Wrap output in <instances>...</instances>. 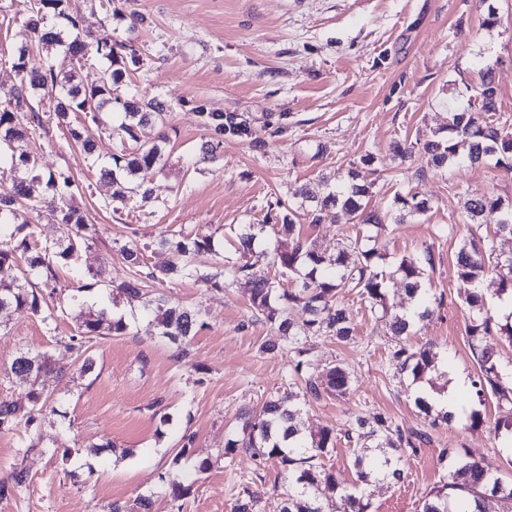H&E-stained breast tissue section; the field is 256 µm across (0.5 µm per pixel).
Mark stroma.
<instances>
[{"mask_svg":"<svg viewBox=\"0 0 512 512\" xmlns=\"http://www.w3.org/2000/svg\"><path fill=\"white\" fill-rule=\"evenodd\" d=\"M492 3L500 21L490 28L479 0H115L108 12L71 0L84 29L138 48V64L114 94L165 102L166 127L140 130L148 141L166 134L164 164L150 177V201L113 210L104 205L109 186L68 131L52 126L32 142L42 172L65 170L80 183L71 203L91 229L87 248L55 269L59 290L48 301L59 311L55 322L0 309V399L27 401L28 383L11 372L20 352L47 355L57 373L50 409L38 419L40 446L27 447L25 427L0 432V479L16 467L28 474L23 488L0 497V512H108L115 502L134 512L141 496L152 498L153 512H232L248 492L253 512H278L289 490L287 474L272 465L258 477L241 448L224 456L245 411L288 394L294 365L293 352L252 308L245 285L216 290L180 277L161 286L171 301L203 313L205 325L181 363L152 316L111 292L130 276L122 247L140 248L148 266L165 264L171 255L155 243L168 230L213 235L219 254L236 262V231L259 223L272 206L292 212L295 230L267 233L259 243L266 251L292 235L330 253L355 236L371 238L384 256L390 299L401 310L410 299L392 275L395 266L404 257L430 258L423 286L435 300L434 313L417 322L407 343L432 346L440 357L425 377L427 390L444 393L456 375H475L465 335L472 311L454 276V256L469 240L512 254V236L497 234L495 212L469 223L463 197L493 195L512 204V173L491 160L437 169L421 151L402 160L392 147L425 142L447 124L452 109L466 108L487 61L495 64L499 121L512 130V0ZM25 9L26 0H12L15 17L0 25L1 94L17 81L9 55L25 39ZM134 10L144 23L132 25ZM203 110L234 115L247 126L245 135L225 136L208 159L201 148L212 132L199 117ZM368 154L374 162L366 166ZM352 168L372 185L371 207L387 210L395 194L412 191L428 199V211L376 228L341 212L318 221L311 208L300 207L299 190H318L322 178H340ZM345 302L354 341L316 338L313 355L321 365L349 368L353 389L342 399L303 403L301 415L306 432H338L324 464L339 484L357 479L354 446L344 431L376 413L403 430L429 432L430 440L404 449L401 481L368 486L370 512H418L446 477L445 448L460 449L511 480L512 453L494 436L506 407L470 399L465 416L431 425L414 402L410 378L390 363L387 319L355 295ZM87 307L107 308L128 329L92 341L95 368L84 374L65 343L78 331L79 309ZM268 343L276 344L274 353L262 352ZM159 408L168 422L156 416ZM476 409L485 420L479 428L469 418ZM190 433L195 441L183 448L181 438ZM204 460L209 469L198 471ZM165 472L190 475L189 494L173 499L158 479Z\"/></svg>","mask_w":512,"mask_h":512,"instance_id":"35a3bbf8","label":"stroma"}]
</instances>
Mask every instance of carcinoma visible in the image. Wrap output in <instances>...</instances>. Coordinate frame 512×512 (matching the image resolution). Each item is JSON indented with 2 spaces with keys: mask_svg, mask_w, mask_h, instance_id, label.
Returning a JSON list of instances; mask_svg holds the SVG:
<instances>
[{
  "mask_svg": "<svg viewBox=\"0 0 512 512\" xmlns=\"http://www.w3.org/2000/svg\"><path fill=\"white\" fill-rule=\"evenodd\" d=\"M25 27L30 40L15 49L11 56L12 68L19 83L11 98L0 101V160L9 164V172L22 177L13 180L11 187H0V309L12 307L43 315L51 324L54 313H44L46 294L42 289L56 291L55 267L67 262L86 245L88 224L84 214L73 207L69 200L78 189L73 176L65 171L43 176L38 167L37 154L30 145V138L51 123L68 128L74 142L82 145L92 164L99 165L95 145L81 139L71 127V116L76 113L91 115L95 122L101 114L119 117L116 130L120 147L110 161L100 165V177L108 180L113 191L105 206L114 202L122 205L140 197L147 200L152 195L148 175L162 162V149L157 142H139L137 130L146 124L165 125L167 109L156 99H119L113 87L126 76V63H137L133 46L112 39V34H93L80 28L79 17L70 10V0H27ZM42 46L52 55L37 68L28 67V56L33 46ZM95 60L102 64L98 84L85 87L75 82V64ZM477 109L454 111L448 115V124L434 132L432 139L423 146L431 162L437 167L449 164H477L488 157L507 173H512V132H507L495 121L498 112L497 88L492 80L491 64L487 63L481 83L473 88ZM48 108L41 109L43 101ZM201 120L213 131V140L206 143L204 153L213 154L224 144V136L245 133L246 125L232 115L222 112H202ZM322 198L305 190L302 202L318 201V214L314 220L339 208L358 224L380 225L385 218L401 224L405 218L422 214L428 209V200L418 193L396 194L389 215L369 207L371 185L359 182V174L352 170L342 183L325 184ZM37 214L47 213L53 221L65 226L69 244L63 249L52 245L41 246L36 239L35 223L23 219L18 209L25 202ZM463 209L471 224L488 210L501 213L497 232L512 235V206H504L501 199L492 195L467 197ZM275 217L266 213L261 223L246 224L239 229L237 238L244 252L253 250L254 242L272 226ZM158 246L173 254V260L149 271L143 270V255L139 249L124 250L131 274L128 281L117 287L126 302L137 303L154 315L163 338L175 347L177 361L189 355L188 345L197 328L204 326L201 310L187 308L170 302L167 296L153 293V287L175 276H191L207 285L219 287L246 280L250 288L253 307L263 315L271 327L277 329L288 349L294 352V384L303 396L313 401L324 397L342 398L351 389L353 378L341 364L328 369L320 365L307 347L309 336H329L340 342L354 339L355 327L350 308L338 300L340 294H355L367 307L381 309L390 317V330L397 339L410 334L418 320L433 314V301L422 288L424 269L412 257H404L397 264L394 274L400 276L406 292L418 299L416 305L401 312L392 311L387 289L383 288L384 274L378 261L383 255L375 246L366 247L354 239L338 249L336 257L328 259L325 253L301 239L259 257L269 260L283 277L297 275L303 279L296 292L281 288V284L268 278L251 276L252 265L236 264L228 260L214 271H203L195 265L197 256L215 253L212 236H190L183 231L163 236ZM37 270L42 282L35 283L31 272ZM454 274L466 287L465 302L473 315L465 328L468 343L476 357L479 371L471 381L473 399L483 403L489 397L512 405V379L504 372L493 350L494 341L505 337L512 342V324L502 322L498 315L485 308L486 294L501 301L512 297V256L498 257L486 262L482 250L474 242L464 243L455 257ZM297 304L308 316L296 328L287 316V305ZM107 308L97 311L81 310L77 314L78 334L69 338L68 349L82 348L94 338L108 333H122L127 323L122 319L109 320ZM391 362L413 380L425 377L427 372L438 369L436 353L428 348L414 349L398 344L391 352ZM11 371L30 384V407L0 400V430H11L19 421H25L29 430L28 447L40 445L38 415L50 398V383L55 378L48 358L39 353L24 352L17 356ZM293 396H272L256 414L248 416L242 426L243 437L230 439L225 446L229 456L237 448L248 450L257 467L275 461L288 472L295 485L294 491L283 500L279 512H327L326 506L316 496L319 482L338 489V512H368L370 503L363 492L341 488L336 476L319 469L320 460L336 445V431L325 429L316 435L306 436L300 425V409L292 405ZM348 442L358 448L354 458L358 481L367 485L372 478L401 479L399 451L414 448L426 440L424 432L404 433L391 418L382 414L372 420H359L357 427L344 432ZM453 458V466L443 484L430 493L422 503L420 512H485L487 500L496 498L512 512V483L486 469L479 461L459 451L442 450ZM28 479L23 469L14 470L8 479L0 481V496L6 497L22 487ZM170 488L173 498L186 496L191 485L177 476H159Z\"/></svg>",
  "mask_w": 512,
  "mask_h": 512,
  "instance_id": "cac0c4a2",
  "label": "carcinoma"
}]
</instances>
